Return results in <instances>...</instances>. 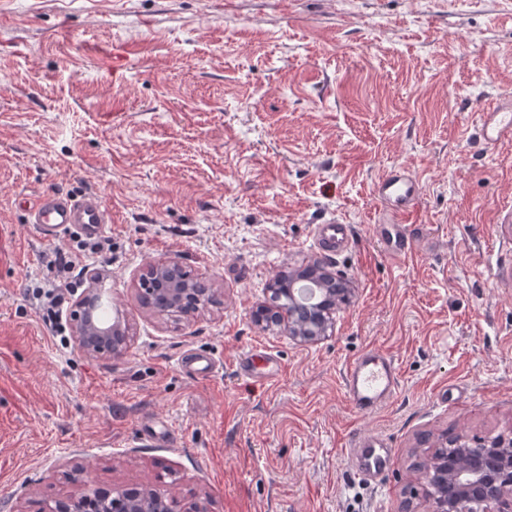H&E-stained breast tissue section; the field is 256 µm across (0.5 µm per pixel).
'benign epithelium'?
<instances>
[{"instance_id": "1", "label": "benign epithelium", "mask_w": 512, "mask_h": 512, "mask_svg": "<svg viewBox=\"0 0 512 512\" xmlns=\"http://www.w3.org/2000/svg\"><path fill=\"white\" fill-rule=\"evenodd\" d=\"M177 260L151 263L139 274L135 287L141 306L155 316H171L189 323L216 298L213 283L197 275H183ZM291 287L271 281L272 299L258 307L254 320L260 326H277L288 339L312 345L332 333L339 299L350 289L340 287L321 261L290 275ZM99 274L92 271L88 287L77 297L71 325L80 352L87 357H120L130 338L121 322L102 326L96 319L100 301ZM427 483L428 512H512V434L471 437L445 433L434 441L420 468ZM87 493L80 490L54 500L50 512H83ZM99 512H207L202 505L188 508L173 494L145 484L133 488L96 491Z\"/></svg>"}]
</instances>
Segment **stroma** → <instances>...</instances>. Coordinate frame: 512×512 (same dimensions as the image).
I'll return each instance as SVG.
<instances>
[{"instance_id":"1","label":"stroma","mask_w":512,"mask_h":512,"mask_svg":"<svg viewBox=\"0 0 512 512\" xmlns=\"http://www.w3.org/2000/svg\"><path fill=\"white\" fill-rule=\"evenodd\" d=\"M509 91L512 0H0V512L88 482L209 512H426L424 437L512 432V144L486 147L477 123ZM398 166L421 183V239L394 262L372 187ZM47 191L109 206L111 263L78 264L130 328L121 358L60 343L30 300L53 247H76L19 207ZM332 216L354 244L329 258L313 231ZM166 259L222 306L146 313L134 280ZM316 259L351 290L332 335L256 326L268 282ZM255 348L276 381L241 375ZM370 348L401 389L361 415L341 375ZM188 350L217 371L185 372ZM359 433L391 442L381 482L347 463Z\"/></svg>"}]
</instances>
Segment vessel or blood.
<instances>
[{
	"instance_id": "vessel-or-blood-1",
	"label": "vessel or blood",
	"mask_w": 512,
	"mask_h": 512,
	"mask_svg": "<svg viewBox=\"0 0 512 512\" xmlns=\"http://www.w3.org/2000/svg\"><path fill=\"white\" fill-rule=\"evenodd\" d=\"M480 133L492 146L512 139V99L497 98L492 107L483 109ZM420 186L416 176L396 170L382 177L374 186L375 197L392 213L393 221L375 227L385 255L401 258L412 252L418 241L415 225L409 218ZM29 222L39 237L52 241L76 231L85 235L102 234L111 222L110 210L96 194L74 197L60 192L41 195L28 209ZM318 247L331 255L352 244L350 225L338 217L316 225ZM343 389L348 403L361 414H371L385 407L397 394L400 374L395 361L386 353L371 348L353 358L343 372ZM389 440L381 435L357 434L349 443L347 458L352 469L363 478H381L392 462Z\"/></svg>"
}]
</instances>
